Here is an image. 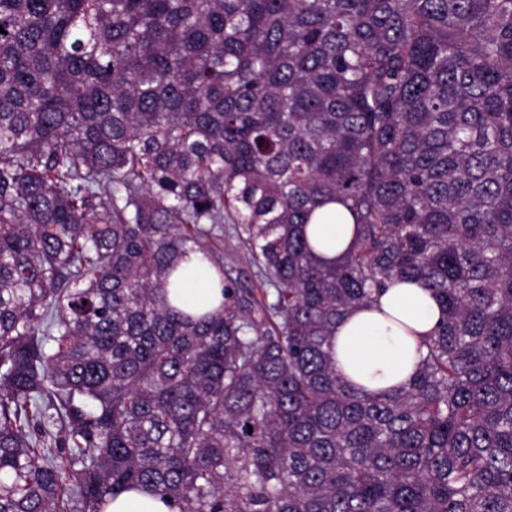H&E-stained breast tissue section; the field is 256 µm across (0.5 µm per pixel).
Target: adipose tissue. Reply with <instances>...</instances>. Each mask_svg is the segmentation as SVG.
<instances>
[{
	"label": "adipose tissue",
	"instance_id": "obj_1",
	"mask_svg": "<svg viewBox=\"0 0 512 512\" xmlns=\"http://www.w3.org/2000/svg\"><path fill=\"white\" fill-rule=\"evenodd\" d=\"M335 206L321 208L325 220L305 225L317 256L339 259L353 239V227L331 221ZM189 274L181 290L182 309L203 314L219 305L218 289L209 287L205 269L187 261ZM441 310L433 292L410 282H398L382 295L378 307L349 314L335 330L334 360L347 379L371 392L405 384L419 362L418 337L436 326Z\"/></svg>",
	"mask_w": 512,
	"mask_h": 512
}]
</instances>
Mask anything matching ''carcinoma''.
I'll use <instances>...</instances> for the list:
<instances>
[{
    "instance_id": "cac0c4a2",
    "label": "carcinoma",
    "mask_w": 512,
    "mask_h": 512,
    "mask_svg": "<svg viewBox=\"0 0 512 512\" xmlns=\"http://www.w3.org/2000/svg\"><path fill=\"white\" fill-rule=\"evenodd\" d=\"M0 28V512H512V0H0ZM331 202L326 265L301 227ZM396 280L442 317L373 395L332 340ZM336 208L340 206L327 205L315 212L316 217L334 216V222L330 219L327 223L304 224L305 232L314 252L322 259L332 262L338 260L349 248L353 239L354 224H336ZM231 225H224V268L241 281L254 288L258 287L259 277L256 269L246 260L245 252L240 248L235 235L230 229ZM183 268H189V274L181 288L180 308L195 314H204L214 310L219 305V288L208 287L206 270L198 265L194 255L190 261L182 262ZM105 512H175L159 496L147 490H132L121 493L105 507Z\"/></svg>"
}]
</instances>
